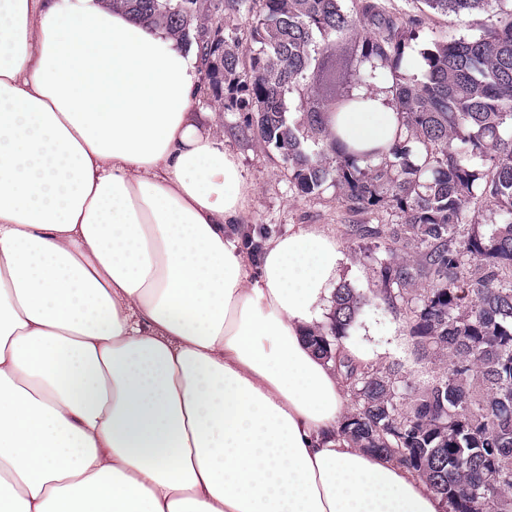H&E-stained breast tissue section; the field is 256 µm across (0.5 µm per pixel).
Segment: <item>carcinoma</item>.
<instances>
[{
	"mask_svg": "<svg viewBox=\"0 0 512 512\" xmlns=\"http://www.w3.org/2000/svg\"><path fill=\"white\" fill-rule=\"evenodd\" d=\"M195 44L210 85L236 96L235 128L273 148L304 195L336 190L354 215L341 236L372 266L376 296L402 323L425 382L399 362L343 354L363 296L335 289L326 321L308 333L349 395L342 434L355 447L413 469L446 512H512V9L501 0H422L460 17L490 11L475 37L432 40L420 69L403 65L421 17L381 0H107ZM248 16L247 37L224 18ZM386 85L397 129L362 149L330 116L368 109L360 95ZM490 203L497 224L464 222ZM236 230L259 255L269 228Z\"/></svg>",
	"mask_w": 512,
	"mask_h": 512,
	"instance_id": "carcinoma-1",
	"label": "carcinoma"
}]
</instances>
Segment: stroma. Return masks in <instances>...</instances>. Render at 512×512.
<instances>
[{"mask_svg":"<svg viewBox=\"0 0 512 512\" xmlns=\"http://www.w3.org/2000/svg\"><path fill=\"white\" fill-rule=\"evenodd\" d=\"M488 22L489 15L484 11L473 12L459 21L428 13L423 17L422 32L471 37L479 35ZM199 97L196 109L204 126L223 136L226 147L235 153L253 185L243 223L268 225L274 235L287 233L292 226L313 224L331 236L335 235L337 225L352 223V216L338 203L334 191L318 197L301 195L290 183L288 172L275 152L259 141L238 137L234 131L235 113L225 111L223 99L215 97L210 85H202ZM341 249L344 254L341 279L363 294L365 300L358 322L350 332V343L379 361L407 360L409 346L399 319L384 310L373 293L375 275L371 266L360 261L349 244H342Z\"/></svg>","mask_w":512,"mask_h":512,"instance_id":"1","label":"stroma"}]
</instances>
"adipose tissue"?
<instances>
[{
	"mask_svg": "<svg viewBox=\"0 0 512 512\" xmlns=\"http://www.w3.org/2000/svg\"><path fill=\"white\" fill-rule=\"evenodd\" d=\"M203 73L103 0H0V512H442L340 434L306 339L336 239L227 233L252 184L196 120ZM385 98L343 138L392 139Z\"/></svg>",
	"mask_w": 512,
	"mask_h": 512,
	"instance_id": "obj_1",
	"label": "adipose tissue"
}]
</instances>
